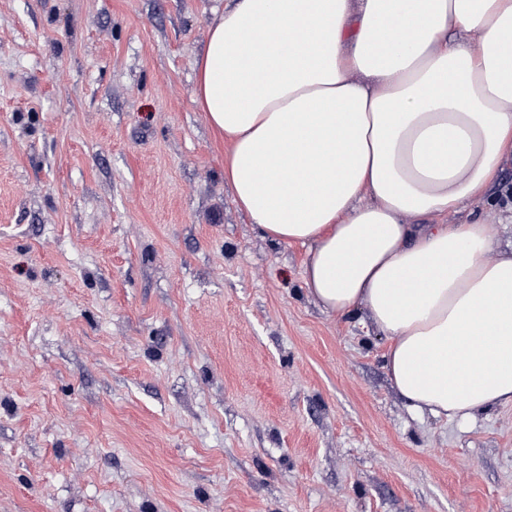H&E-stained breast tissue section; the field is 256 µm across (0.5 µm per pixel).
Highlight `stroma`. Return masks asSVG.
<instances>
[{
	"mask_svg": "<svg viewBox=\"0 0 512 512\" xmlns=\"http://www.w3.org/2000/svg\"><path fill=\"white\" fill-rule=\"evenodd\" d=\"M225 0H0V512H512V407L413 411L194 102ZM512 165L486 223L512 249Z\"/></svg>",
	"mask_w": 512,
	"mask_h": 512,
	"instance_id": "obj_1",
	"label": "stroma"
}]
</instances>
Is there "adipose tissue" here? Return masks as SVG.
Masks as SVG:
<instances>
[{
    "label": "adipose tissue",
    "mask_w": 512,
    "mask_h": 512,
    "mask_svg": "<svg viewBox=\"0 0 512 512\" xmlns=\"http://www.w3.org/2000/svg\"><path fill=\"white\" fill-rule=\"evenodd\" d=\"M195 101L237 206L308 248L326 311L366 309L414 409L512 406V251L442 221L512 160V0H231Z\"/></svg>",
    "instance_id": "ef3b65f1"
}]
</instances>
